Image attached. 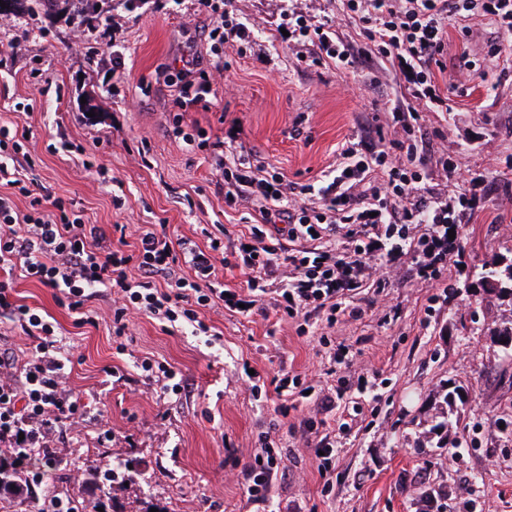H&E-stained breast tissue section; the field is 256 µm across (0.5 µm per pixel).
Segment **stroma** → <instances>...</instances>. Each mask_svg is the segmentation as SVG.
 <instances>
[{"instance_id": "stroma-1", "label": "stroma", "mask_w": 512, "mask_h": 512, "mask_svg": "<svg viewBox=\"0 0 512 512\" xmlns=\"http://www.w3.org/2000/svg\"><path fill=\"white\" fill-rule=\"evenodd\" d=\"M232 5L241 20L257 23L256 41L240 52L225 49L224 85L208 106L184 113L185 131L199 127L219 139L224 120L240 119L244 150L306 183L335 161L338 144L360 136L362 121L413 106L402 77L371 75L360 62L346 71L300 62L301 47L282 33L289 0ZM112 11L124 17L116 38L127 48L129 72L115 89L103 82L98 49L75 36L65 14L0 15V49L23 45L15 67H0V125L28 134L16 165L27 169L34 194L74 200L88 223L156 224L170 239L202 247L212 236L236 242L250 221L245 212L225 211L224 181L208 150H188L171 135L174 109L157 82L182 51H204L206 15L196 0H162L136 18L112 0ZM495 41L484 21L472 22L466 37L451 30L447 66H457L465 48L487 79L451 93L446 111L423 113L420 121L456 167L438 190L452 202L463 192L471 200L453 226L462 265L440 281L448 297L432 316L424 314L430 291L413 280L407 249L385 284L350 293L357 318L338 314L334 325L319 322L314 335H297L296 321L268 299L247 318L204 310L202 320L221 334L214 341L141 318L121 355L109 334L108 290H97L85 308L90 323L78 327L52 289L17 279V299L54 318L80 347L82 360L65 367L68 386L119 430L105 445L94 430H69L49 488L127 462L141 478L114 484L124 512L152 505L166 512H419L424 487L447 490L440 512H512V347L495 334L502 306L468 284L470 267L493 265L512 248L504 229L512 210L501 207L512 197V72L502 73L489 55ZM33 68L43 79L30 77ZM88 96L97 106L91 117L82 103ZM116 196L121 206L113 205ZM147 356L178 369L192 393L159 396L137 366ZM110 367L123 381L107 375ZM248 368L267 383L289 373L326 389L342 386L345 402H357L350 428H341L338 412L325 416L339 448L327 470L312 459L315 435L302 433L312 401L279 415L272 399L247 389ZM362 377L372 392H359ZM451 390L459 397L449 406L443 397ZM440 422L447 429L438 441L428 430ZM270 444L288 453L285 475L269 503L253 504L224 474L252 464ZM452 444L459 451L453 462Z\"/></svg>"}]
</instances>
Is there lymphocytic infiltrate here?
Masks as SVG:
<instances>
[{"label":"lymphocytic infiltrate","instance_id":"1","mask_svg":"<svg viewBox=\"0 0 512 512\" xmlns=\"http://www.w3.org/2000/svg\"><path fill=\"white\" fill-rule=\"evenodd\" d=\"M198 5L209 18L210 53L183 59L163 77L173 106L184 112L214 94L224 77L225 49L254 37L225 10L224 0ZM348 16L359 27V43L342 39L332 20L311 23L303 0H293L288 39L309 48L306 65L331 61L345 69L357 56L374 58L403 75L416 101L440 106L446 99L436 71L444 66L450 25L485 19L499 34L492 57L512 69V0H348ZM419 120L416 109L393 108L389 125H364L361 137L342 145L335 167L305 184L247 155L225 160V149L241 139L233 128L212 143L205 130L190 134L174 123L172 134L185 145L211 146L210 165L224 179L225 208L261 218L228 250L187 240L175 244L148 224L137 226L133 250L108 244L105 230L86 223L75 204L32 195L12 157L22 147L19 134L0 125V269L9 273L0 280V315L33 339L25 351L0 352V444L21 461L73 426L94 428L108 441L115 436L103 412L69 388L64 369L74 353L59 339L56 323L17 302L16 278L58 290L59 305L77 315L92 289H109L112 339L122 354L135 318L158 320L166 329L193 324L205 334L202 310L225 308L247 316L268 296L283 315L302 318L299 334H307L312 319L335 324L346 292L387 273L392 257L409 243L417 254V282L446 275L453 263L448 203L429 183ZM18 194L28 197L27 210H19ZM221 266L240 269L245 287L224 284L217 275ZM281 461L279 449L269 448L242 471L249 502H268Z\"/></svg>","mask_w":512,"mask_h":512}]
</instances>
